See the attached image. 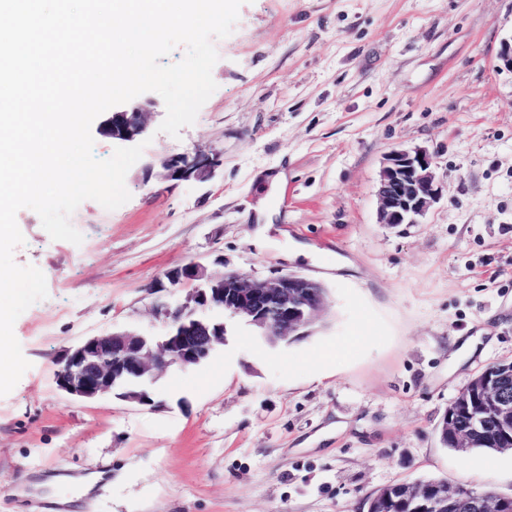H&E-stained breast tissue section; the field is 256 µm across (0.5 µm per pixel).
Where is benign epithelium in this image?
Listing matches in <instances>:
<instances>
[{"label":"benign epithelium","instance_id":"obj_1","mask_svg":"<svg viewBox=\"0 0 512 512\" xmlns=\"http://www.w3.org/2000/svg\"><path fill=\"white\" fill-rule=\"evenodd\" d=\"M102 131L114 141L134 143L146 131L145 113L114 111ZM220 165L216 150L187 151L164 159L162 176L168 181L203 180ZM433 167V157L426 150H393L387 155L377 186L381 223H419L440 197ZM156 287L188 290L184 301L157 306L166 333L112 331L79 342L66 351L56 371L62 391L81 400L112 395L147 405L150 387L159 374L171 366L194 368L224 344V324L215 322L209 312L224 311L264 338L278 342L310 335L309 327L325 301L324 286L299 273L270 280L240 271L213 276L196 261L168 269ZM511 383L507 372L484 371L461 389L468 399L456 397L455 406H468L471 431L493 426L512 439ZM410 494L427 496L438 510L450 502L466 501L476 512H512V497L496 495L489 500L462 485L418 486Z\"/></svg>","mask_w":512,"mask_h":512}]
</instances>
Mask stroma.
<instances>
[{
	"label": "stroma",
	"mask_w": 512,
	"mask_h": 512,
	"mask_svg": "<svg viewBox=\"0 0 512 512\" xmlns=\"http://www.w3.org/2000/svg\"><path fill=\"white\" fill-rule=\"evenodd\" d=\"M510 38L512 0H244L214 41L217 88L179 137L159 130L158 94L132 99L151 142L130 200L82 202L78 245L16 215L13 259L44 273L47 296L14 324L30 367L0 396V512H367L373 491L426 478L512 496V452L439 442L460 390L512 359ZM194 148L220 152L214 174L164 180L160 162ZM396 148L432 154L440 198L392 227L376 191ZM280 171L278 197L266 177ZM262 205L282 212L263 251ZM296 244L313 259L284 260ZM192 260L215 276L305 275L325 311L276 345L225 319L223 347L169 369L148 405L57 387L80 340L161 334L154 283Z\"/></svg>",
	"instance_id": "1"
}]
</instances>
